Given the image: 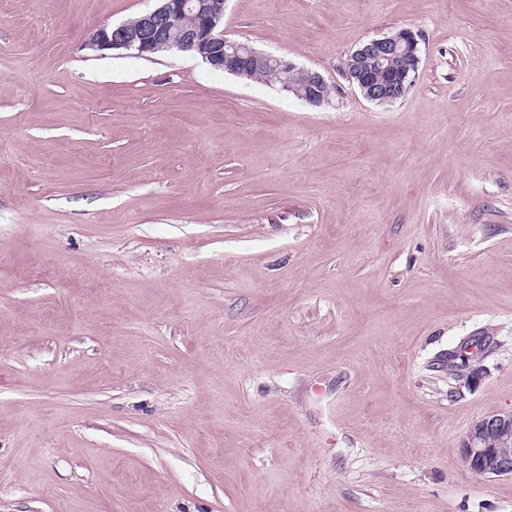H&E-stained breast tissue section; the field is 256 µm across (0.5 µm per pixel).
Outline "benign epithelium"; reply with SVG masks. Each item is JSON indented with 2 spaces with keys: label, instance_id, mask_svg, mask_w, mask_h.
Returning a JSON list of instances; mask_svg holds the SVG:
<instances>
[{
  "label": "benign epithelium",
  "instance_id": "1",
  "mask_svg": "<svg viewBox=\"0 0 512 512\" xmlns=\"http://www.w3.org/2000/svg\"><path fill=\"white\" fill-rule=\"evenodd\" d=\"M158 6L135 20L98 29L93 45L98 49L130 50L141 57L159 51L198 53L213 69L250 76L257 69H271L282 87L314 106L329 100L331 88L318 72L300 70L283 57L263 53L247 42L231 40L224 33L227 0H157ZM191 15L193 23L182 29L172 19ZM420 57L417 34L408 28L364 42L347 56L342 71L362 96L379 105L404 96L418 77ZM303 82L292 81L295 73ZM467 467L480 476L512 474V412L491 413L470 426L461 441Z\"/></svg>",
  "mask_w": 512,
  "mask_h": 512
}]
</instances>
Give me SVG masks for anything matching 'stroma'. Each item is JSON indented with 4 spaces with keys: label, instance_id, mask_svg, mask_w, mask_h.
Listing matches in <instances>:
<instances>
[{
    "label": "stroma",
    "instance_id": "stroma-1",
    "mask_svg": "<svg viewBox=\"0 0 512 512\" xmlns=\"http://www.w3.org/2000/svg\"><path fill=\"white\" fill-rule=\"evenodd\" d=\"M152 4L0 0V512H512L460 451L512 411V0H228L322 106L90 46ZM419 64L417 34L402 28L364 42L347 56L342 71L366 100L384 105L408 92Z\"/></svg>",
    "mask_w": 512,
    "mask_h": 512
}]
</instances>
